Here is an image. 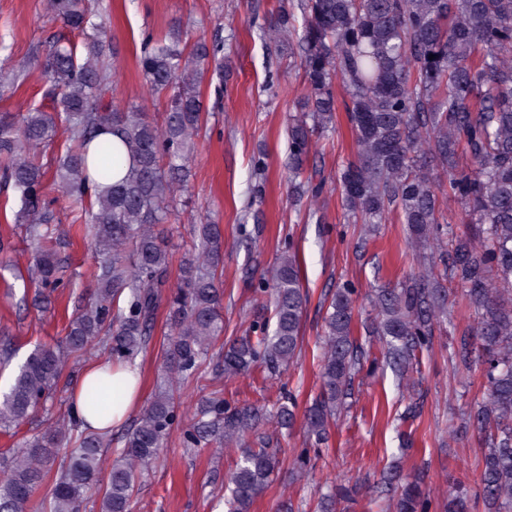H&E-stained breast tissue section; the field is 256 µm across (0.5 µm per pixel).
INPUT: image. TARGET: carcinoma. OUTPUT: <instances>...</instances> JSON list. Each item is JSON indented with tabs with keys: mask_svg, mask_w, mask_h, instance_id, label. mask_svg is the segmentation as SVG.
I'll use <instances>...</instances> for the list:
<instances>
[{
	"mask_svg": "<svg viewBox=\"0 0 512 512\" xmlns=\"http://www.w3.org/2000/svg\"><path fill=\"white\" fill-rule=\"evenodd\" d=\"M298 6L301 16L284 8L261 27L263 39L300 58L303 91L288 125L291 198L300 203L318 194L303 174L315 137L336 129L338 83L357 147L356 161L339 175L347 218L384 224L396 211L412 244L432 256L442 253L443 236H451L445 276L462 288L476 318L477 345L462 342L459 358L465 364L476 350L485 365L484 399L470 415L488 441L478 498L486 512H512V0H298ZM47 8L64 27L81 32L83 43L59 40L45 55V72L59 90L56 116L34 110L0 119V177L19 194L15 219L37 244L29 270L38 286L34 302L47 304L65 286V270L49 230L54 214L43 201L46 170L34 150L56 136L57 122L64 123L68 145L56 178L69 196L90 199L76 220L89 231L101 261L92 273L91 302L69 319L56 344L33 349L0 399L4 432L52 398L70 355L101 347L109 362L133 364L163 307L171 325L169 368L181 383L199 377L224 330L222 225H196V242L172 291L170 255L158 231L168 221L175 189L188 181L192 138L206 122L204 64L213 63L218 80L224 78L220 44L200 38L181 49L175 29L143 43L139 66L149 93L169 92L158 126L140 109L121 111L107 99L109 42L82 0H48ZM106 133L119 137L122 148L102 138ZM436 168L446 173L448 189L435 182ZM447 199L460 205L463 223L478 226L477 236H458L440 225ZM354 294L348 286L336 289L324 316L321 394L304 414L315 449L294 457L299 474L327 443L331 421L363 367L356 327L382 340L384 358L404 377L414 351L430 342L434 321L446 311V290L434 277L376 289L375 317L360 324ZM307 302L300 266L286 250L272 278L274 328L227 347L224 378L259 363L271 372L288 365L300 345ZM107 392L110 380L87 384V410L102 412ZM283 399L276 423L289 428L296 403L287 392ZM183 416L192 419L185 447L240 445L225 504L228 512H251L281 463L270 437H257L255 448L246 443L264 419L262 410L232 407L219 390L186 405L170 378L125 436L103 486L98 481L110 431H82L70 411L46 419L44 432L0 458V512H79L95 485L98 512H132L143 471ZM382 483L397 492L394 512H428L429 498L402 467H391ZM47 484L49 504H34L36 491ZM348 498V489L334 484L320 495L318 512H336L337 502Z\"/></svg>",
	"mask_w": 512,
	"mask_h": 512,
	"instance_id": "carcinoma-1",
	"label": "carcinoma"
}]
</instances>
